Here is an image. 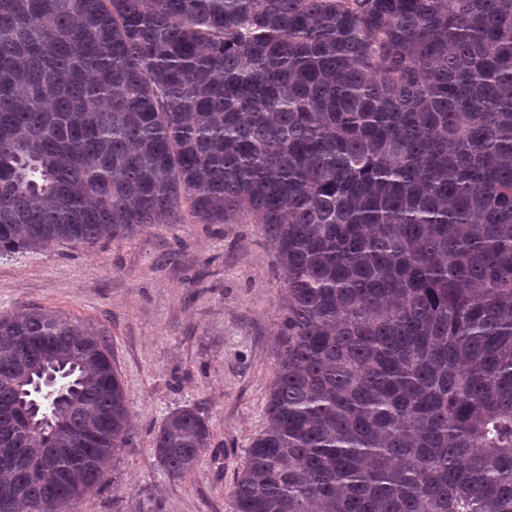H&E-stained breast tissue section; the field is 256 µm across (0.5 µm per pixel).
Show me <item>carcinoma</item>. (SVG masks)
I'll use <instances>...</instances> for the list:
<instances>
[{"mask_svg": "<svg viewBox=\"0 0 512 512\" xmlns=\"http://www.w3.org/2000/svg\"><path fill=\"white\" fill-rule=\"evenodd\" d=\"M260 227L284 354L233 512H512V0H0V253ZM73 370L47 429L21 371ZM133 432L111 352L0 314V512ZM212 431L154 436L173 478Z\"/></svg>", "mask_w": 512, "mask_h": 512, "instance_id": "carcinoma-1", "label": "carcinoma"}]
</instances>
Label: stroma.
Returning <instances> with one entry per match:
<instances>
[{
	"label": "stroma",
	"instance_id": "35a3bbf8",
	"mask_svg": "<svg viewBox=\"0 0 512 512\" xmlns=\"http://www.w3.org/2000/svg\"><path fill=\"white\" fill-rule=\"evenodd\" d=\"M282 275L255 224H151L92 245L0 256V313L19 306L81 321L112 351L134 433L74 512H233V486L282 350ZM214 434L197 468L171 478L152 448L178 408Z\"/></svg>",
	"mask_w": 512,
	"mask_h": 512
}]
</instances>
